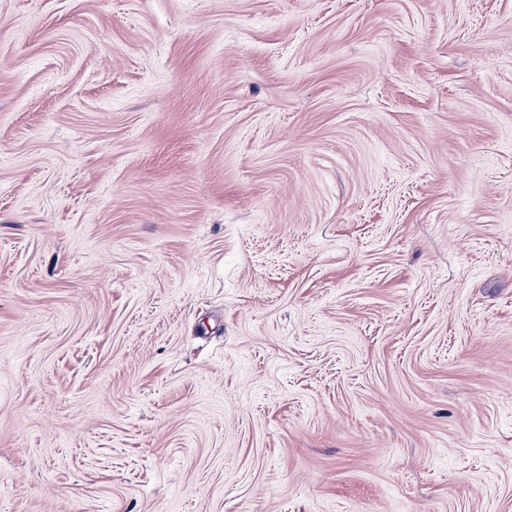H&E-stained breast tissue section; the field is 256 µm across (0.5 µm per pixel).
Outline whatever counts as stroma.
<instances>
[{"instance_id": "obj_1", "label": "stroma", "mask_w": 512, "mask_h": 512, "mask_svg": "<svg viewBox=\"0 0 512 512\" xmlns=\"http://www.w3.org/2000/svg\"><path fill=\"white\" fill-rule=\"evenodd\" d=\"M0 512H512V0H0Z\"/></svg>"}]
</instances>
